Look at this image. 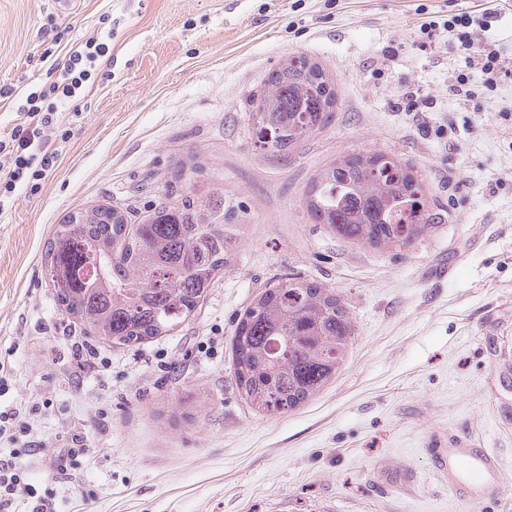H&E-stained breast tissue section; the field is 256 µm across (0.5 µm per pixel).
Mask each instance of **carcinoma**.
<instances>
[{
    "instance_id": "1",
    "label": "carcinoma",
    "mask_w": 512,
    "mask_h": 512,
    "mask_svg": "<svg viewBox=\"0 0 512 512\" xmlns=\"http://www.w3.org/2000/svg\"><path fill=\"white\" fill-rule=\"evenodd\" d=\"M312 59L294 56L256 95L248 117L257 141L288 153L328 126L337 99L310 78ZM307 213L358 246L406 243L433 220L409 164L380 151L344 155L318 170L304 193ZM78 209L58 224L42 263L55 299L73 322L114 346L171 335L195 313L224 271L232 215L224 193H184L137 223L110 204ZM354 325L332 288L287 278L266 288L240 317L232 341L237 386L254 409L284 414L306 403L341 368Z\"/></svg>"
}]
</instances>
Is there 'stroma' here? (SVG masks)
<instances>
[{
	"label": "stroma",
	"instance_id": "35a3bbf8",
	"mask_svg": "<svg viewBox=\"0 0 512 512\" xmlns=\"http://www.w3.org/2000/svg\"><path fill=\"white\" fill-rule=\"evenodd\" d=\"M494 5L474 30L512 61V0H0V140L18 99L56 81L90 38L109 50L43 138L59 159L37 189L0 197V440L55 512H512V82L463 102L466 72L447 30L420 24ZM334 81L331 125L277 155L260 148L251 99L292 56ZM433 103L395 111L403 89ZM379 150L422 175L433 220L406 246L349 244L308 219L313 174ZM236 210L224 271L171 336L97 343L107 370H79L73 322L42 267L56 224L101 203L139 215L185 188ZM448 262L439 282L428 270ZM334 288L355 336L340 371L305 404L256 413L238 390L231 341L278 280ZM87 447L64 455L71 434ZM492 449L505 482L460 500L432 449Z\"/></svg>",
	"mask_w": 512,
	"mask_h": 512
}]
</instances>
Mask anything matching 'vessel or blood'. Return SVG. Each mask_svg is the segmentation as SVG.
<instances>
[{
	"mask_svg": "<svg viewBox=\"0 0 512 512\" xmlns=\"http://www.w3.org/2000/svg\"><path fill=\"white\" fill-rule=\"evenodd\" d=\"M433 455L439 471L448 479L449 492L457 497L468 498L477 488L491 493L498 490L504 480L501 462L489 449L437 448Z\"/></svg>",
	"mask_w": 512,
	"mask_h": 512,
	"instance_id": "vessel-or-blood-1",
	"label": "vessel or blood"
}]
</instances>
